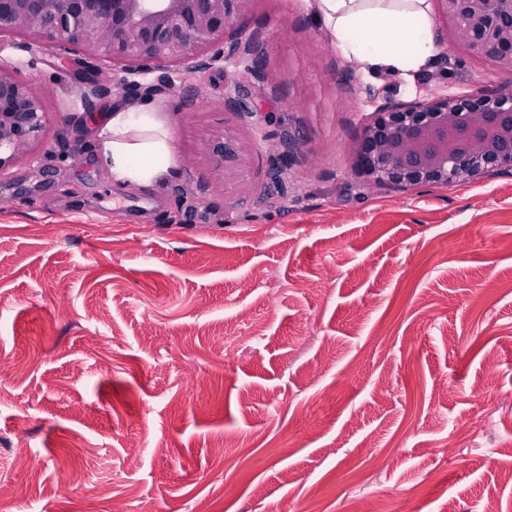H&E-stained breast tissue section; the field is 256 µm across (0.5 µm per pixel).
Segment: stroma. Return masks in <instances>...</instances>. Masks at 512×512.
Instances as JSON below:
<instances>
[{"label": "stroma", "instance_id": "stroma-1", "mask_svg": "<svg viewBox=\"0 0 512 512\" xmlns=\"http://www.w3.org/2000/svg\"><path fill=\"white\" fill-rule=\"evenodd\" d=\"M431 15L440 51L407 81L361 76L313 0H254L259 129L221 68L94 96L78 58L0 40L52 114L0 174V512H512V168L406 188L355 169L387 102L512 94ZM143 103L176 166L120 186L94 146ZM242 86L236 79L228 82L225 85L224 91V103L233 104L238 113L243 115L244 118L251 119L255 124H258L260 119L266 122V117L262 116L261 112H258L255 107L250 106L242 98Z\"/></svg>", "mask_w": 512, "mask_h": 512}]
</instances>
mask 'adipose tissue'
Instances as JSON below:
<instances>
[{"mask_svg": "<svg viewBox=\"0 0 512 512\" xmlns=\"http://www.w3.org/2000/svg\"><path fill=\"white\" fill-rule=\"evenodd\" d=\"M342 54L363 74L385 69L407 76L434 58L428 0H316ZM113 181L148 186L173 167L171 137L149 107L113 110L95 146Z\"/></svg>", "mask_w": 512, "mask_h": 512, "instance_id": "ef3b65f1", "label": "adipose tissue"}]
</instances>
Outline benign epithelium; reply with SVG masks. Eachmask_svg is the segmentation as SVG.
<instances>
[{"instance_id": "obj_1", "label": "benign epithelium", "mask_w": 512, "mask_h": 512, "mask_svg": "<svg viewBox=\"0 0 512 512\" xmlns=\"http://www.w3.org/2000/svg\"><path fill=\"white\" fill-rule=\"evenodd\" d=\"M252 0H0V39L23 36L88 59L112 62V89L194 77L216 63L260 79L237 22ZM455 42L512 71V0H438ZM224 102L259 123L262 113L225 85ZM44 96L18 70L0 65V171L31 154L50 122ZM7 156H1V153ZM224 131L211 136L215 166H224ZM356 170L374 185L467 183L512 167V94L438 95L383 106L355 148Z\"/></svg>"}]
</instances>
